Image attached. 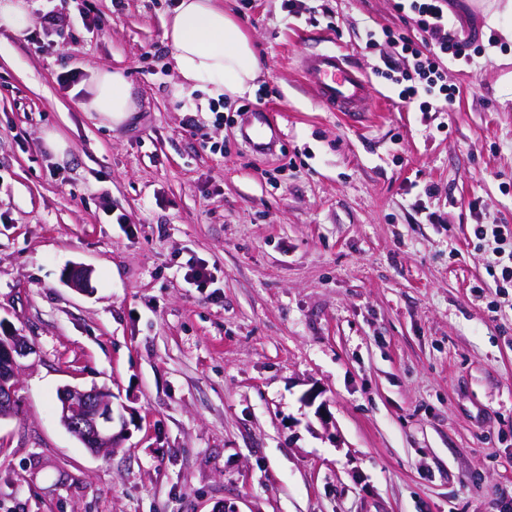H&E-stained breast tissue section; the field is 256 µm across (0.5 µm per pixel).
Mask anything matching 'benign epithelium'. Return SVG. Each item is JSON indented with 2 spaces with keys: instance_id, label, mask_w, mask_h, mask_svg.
I'll use <instances>...</instances> for the list:
<instances>
[{
  "instance_id": "1",
  "label": "benign epithelium",
  "mask_w": 512,
  "mask_h": 512,
  "mask_svg": "<svg viewBox=\"0 0 512 512\" xmlns=\"http://www.w3.org/2000/svg\"><path fill=\"white\" fill-rule=\"evenodd\" d=\"M31 353L24 337L0 335V421L15 414L18 359ZM60 422L91 453L112 452L127 431L123 415H115L112 394L92 387L65 386L58 392Z\"/></svg>"
}]
</instances>
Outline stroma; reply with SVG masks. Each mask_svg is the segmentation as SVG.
Instances as JSON below:
<instances>
[{"label":"stroma","instance_id":"obj_1","mask_svg":"<svg viewBox=\"0 0 512 512\" xmlns=\"http://www.w3.org/2000/svg\"><path fill=\"white\" fill-rule=\"evenodd\" d=\"M223 3L264 76L218 114L175 92L171 0H91L93 33L0 28V328L32 347L0 422V512H499L512 288L473 229L512 225V15L448 0L481 52L424 112L378 73L391 44H366L383 28L427 51L394 0ZM317 46L367 76L358 121L303 76ZM103 66L132 86L119 127L79 105ZM254 110L273 150L243 136ZM65 385L126 407L112 455L61 425Z\"/></svg>","mask_w":512,"mask_h":512}]
</instances>
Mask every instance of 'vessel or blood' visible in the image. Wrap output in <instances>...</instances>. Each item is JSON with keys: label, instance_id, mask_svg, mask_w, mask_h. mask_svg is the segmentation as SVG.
I'll return each instance as SVG.
<instances>
[{"label": "vessel or blood", "instance_id": "b4317fda", "mask_svg": "<svg viewBox=\"0 0 512 512\" xmlns=\"http://www.w3.org/2000/svg\"><path fill=\"white\" fill-rule=\"evenodd\" d=\"M303 73L312 83L319 102L329 111L351 119L366 112L367 80L346 55L335 51L312 54L304 62Z\"/></svg>", "mask_w": 512, "mask_h": 512}]
</instances>
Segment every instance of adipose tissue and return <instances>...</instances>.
Instances as JSON below:
<instances>
[{
	"instance_id": "obj_1",
	"label": "adipose tissue",
	"mask_w": 512,
	"mask_h": 512,
	"mask_svg": "<svg viewBox=\"0 0 512 512\" xmlns=\"http://www.w3.org/2000/svg\"><path fill=\"white\" fill-rule=\"evenodd\" d=\"M164 38L179 77V93L202 91L214 99L233 100L256 89L262 67L253 42L216 0H179ZM82 107L113 127L127 121L135 108L124 73L95 69Z\"/></svg>"
}]
</instances>
